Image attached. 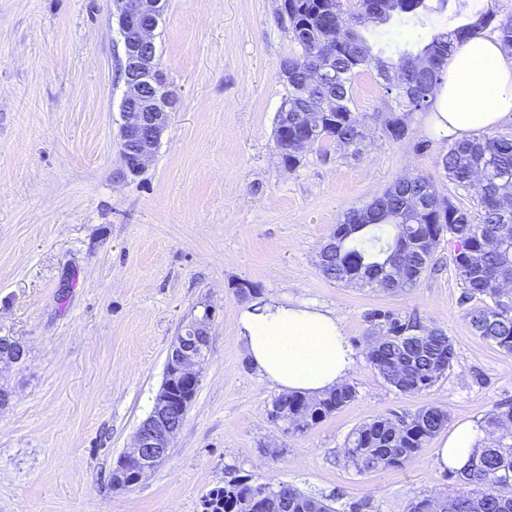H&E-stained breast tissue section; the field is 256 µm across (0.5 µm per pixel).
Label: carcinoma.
<instances>
[{
	"label": "carcinoma",
	"instance_id": "cac0c4a2",
	"mask_svg": "<svg viewBox=\"0 0 512 512\" xmlns=\"http://www.w3.org/2000/svg\"><path fill=\"white\" fill-rule=\"evenodd\" d=\"M427 9L425 0H297L282 14L290 39L299 48L294 68L282 79L284 93L274 125L280 144L284 107H289L288 137L306 140V147L334 144L359 151L366 139V123L354 108L353 87L369 68L382 79L387 113L409 121L415 112L434 104L442 83V66L453 48L493 27L504 47L512 48V17L494 22L487 11L446 32H439L417 50L384 57L373 53L367 33L394 17L412 19ZM313 56L326 57L336 74L333 98L308 82ZM438 165L457 188L467 190L481 178L474 208H462L440 194L433 180L420 173L390 184L372 202L371 224L350 232L357 208L348 209L333 232L336 249L320 253L322 275L359 288L380 286L382 292L415 287L434 262L436 247L446 235L460 243L454 257L463 288V301L476 302L465 311L470 326L483 339L512 354V294L499 296L500 284L512 283V133H485L448 144ZM370 321L378 335L368 343V360L383 380L403 394L422 392L442 377L456 352L439 327L412 316L399 317L376 310ZM356 397V387L344 383L312 398L299 393L276 397L268 410L271 423L288 416V432L304 433ZM448 423L446 410L426 405L402 417L378 416L349 432L344 457L363 474L398 469ZM490 439L466 468L457 472L460 488L452 495L426 497L411 512H512V403H501L489 413ZM260 497L277 512H337L335 507L283 483L273 489L234 478L210 492L206 512H246Z\"/></svg>",
	"mask_w": 512,
	"mask_h": 512
}]
</instances>
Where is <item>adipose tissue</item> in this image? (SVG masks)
<instances>
[{"instance_id":"1","label":"adipose tissue","mask_w":512,"mask_h":512,"mask_svg":"<svg viewBox=\"0 0 512 512\" xmlns=\"http://www.w3.org/2000/svg\"><path fill=\"white\" fill-rule=\"evenodd\" d=\"M512 114V55L479 35L449 56L433 112V128L453 141L498 126ZM237 339L261 378L287 392L319 396L343 384L357 363L335 312L303 303H253L238 319ZM481 436L457 425L437 450L438 470L467 466Z\"/></svg>"}]
</instances>
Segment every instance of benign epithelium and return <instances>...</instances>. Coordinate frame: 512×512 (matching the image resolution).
<instances>
[{
	"label": "benign epithelium",
	"instance_id": "obj_1",
	"mask_svg": "<svg viewBox=\"0 0 512 512\" xmlns=\"http://www.w3.org/2000/svg\"><path fill=\"white\" fill-rule=\"evenodd\" d=\"M118 4L112 13L123 58L122 124L120 127L121 155L129 174L140 173L153 156L168 126L176 96L169 88L157 60L154 32L162 18L168 0H114ZM312 78L325 90L334 88L328 69L313 62ZM210 311L194 320L190 335L178 336L167 356L165 382L158 391L148 416L139 424L133 446L115 462L118 475L129 473L132 489L169 454L171 441L182 428L186 412L199 385L196 370L206 358L209 343ZM24 354L23 345L0 337V363H16Z\"/></svg>",
	"mask_w": 512,
	"mask_h": 512
}]
</instances>
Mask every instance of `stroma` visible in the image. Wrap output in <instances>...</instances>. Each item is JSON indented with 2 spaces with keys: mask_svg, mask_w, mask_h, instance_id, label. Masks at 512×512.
<instances>
[{
  "mask_svg": "<svg viewBox=\"0 0 512 512\" xmlns=\"http://www.w3.org/2000/svg\"><path fill=\"white\" fill-rule=\"evenodd\" d=\"M280 0H169L155 32L177 103L144 170L121 157L122 46L111 0H0V336L25 358L0 365V512H204L225 481L288 483L363 512H408L412 501L459 486L437 470L439 431L399 469L360 474L346 435L377 416L433 404L450 425L484 428L512 400V354L464 317L453 256L413 289L351 288L325 278L319 252L346 209L416 172L471 207L437 164L447 138L414 113L400 141L371 132L358 154L327 146L286 168L274 143L295 55ZM409 23L390 22L373 46L416 51L431 36L512 0H429ZM253 294H237V284ZM330 308L358 366L357 396L302 434L275 428L279 391L246 363L237 319L256 299ZM442 328L457 356L429 389L403 394L366 356L374 310ZM211 311L200 384L167 459L132 490H113V463L132 445L162 384L182 327Z\"/></svg>",
  "mask_w": 512,
  "mask_h": 512,
  "instance_id": "stroma-1",
  "label": "stroma"
}]
</instances>
